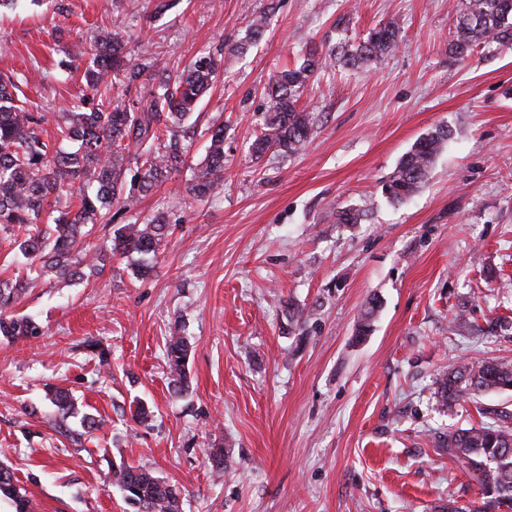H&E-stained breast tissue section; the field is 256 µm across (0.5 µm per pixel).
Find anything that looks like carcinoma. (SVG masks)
Listing matches in <instances>:
<instances>
[{"label": "carcinoma", "instance_id": "carcinoma-1", "mask_svg": "<svg viewBox=\"0 0 512 512\" xmlns=\"http://www.w3.org/2000/svg\"><path fill=\"white\" fill-rule=\"evenodd\" d=\"M455 35L450 54L463 59L487 39L512 44V0H458ZM268 25L263 10L249 20L246 42L240 52L261 38ZM399 27L379 23L354 42L339 43L328 50L310 47L299 63L274 73L266 89L263 123L251 144L259 160L266 154L288 157L301 152L314 132L317 117L300 105L310 80L341 66L355 69L373 65L397 47ZM125 31L101 26L93 44L74 43L68 53L91 97L75 110L64 112L57 123L56 139L76 144L64 150L43 139L44 116L33 112L19 98L20 83L27 77H0V228L25 226L18 253L29 262L28 275L0 278V335L7 339L40 335L30 316L17 317L13 307L27 288L51 277L63 286L100 276L108 259L134 254L155 255L166 244L172 226L170 215L159 211L139 224L112 223V207L133 206L138 196L169 180L184 166L191 144L181 125L200 99L215 86L223 58L198 56L182 67L155 69L126 54ZM154 82L145 104L119 105L110 100L112 78L127 71L135 80L143 70ZM450 131L437 127L419 137L399 159L382 187L392 203L414 196L428 180L434 162L448 143ZM136 167L128 184L125 173ZM192 198L203 201L224 192V126L212 130L204 160L192 168L186 181ZM69 191L76 204L58 209L52 199ZM336 223L358 224L363 212L355 207L335 209ZM111 227L109 239L95 251L84 247L95 226ZM378 308L376 299L356 328V335H370ZM189 344L174 335L166 344V362L174 392L188 388L186 372ZM436 394L448 410L471 396L490 390L512 389L509 360H462L437 381ZM61 417L75 410L72 396L57 389L48 394ZM512 413L503 411L490 422L448 431L442 447L477 486L479 501L472 512L512 510ZM115 482L133 512H181L176 488L150 470L122 465L113 470ZM11 501L14 512H34L32 501L14 481L13 473L0 465V498Z\"/></svg>", "mask_w": 512, "mask_h": 512}]
</instances>
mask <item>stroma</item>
I'll use <instances>...</instances> for the list:
<instances>
[{
	"label": "stroma",
	"instance_id": "obj_1",
	"mask_svg": "<svg viewBox=\"0 0 512 512\" xmlns=\"http://www.w3.org/2000/svg\"><path fill=\"white\" fill-rule=\"evenodd\" d=\"M155 2L19 0L0 11V74H33L23 93L49 130L82 95L64 50L96 26L121 25L142 60L224 56L190 150L198 163L209 127L223 124V193L190 201L184 168L117 213L119 224L162 209L178 220L146 278L123 259L94 280L29 289L15 311L41 335L0 337V464L36 512H127L112 482L122 464L175 485L182 512H442L451 501L469 512L477 488L440 438L512 411V390L450 411L435 381L463 359L512 358V331L490 326L512 320V46L456 60L449 0H278L259 41L232 55L266 0H177L159 13ZM387 22L399 27L391 55L307 89L321 119L305 151L253 159L270 76L309 45ZM441 125L451 136L425 186L389 203L383 182ZM347 206L364 210L361 223H337L334 208ZM292 303L313 312L297 329ZM461 310L469 323L458 328ZM174 331L190 344L179 396L166 375ZM88 340L109 350L110 370ZM49 384L77 400L68 435L53 426ZM85 416L97 421L88 433Z\"/></svg>",
	"mask_w": 512,
	"mask_h": 512
}]
</instances>
